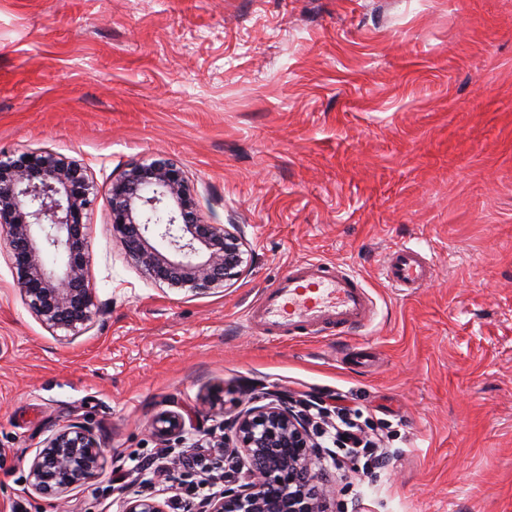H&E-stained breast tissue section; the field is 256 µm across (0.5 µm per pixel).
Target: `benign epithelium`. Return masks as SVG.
Returning <instances> with one entry per match:
<instances>
[{"label":"benign epithelium","mask_w":512,"mask_h":512,"mask_svg":"<svg viewBox=\"0 0 512 512\" xmlns=\"http://www.w3.org/2000/svg\"><path fill=\"white\" fill-rule=\"evenodd\" d=\"M112 235L126 257L171 288L204 293L242 276L251 259L241 235L222 224H206L184 170L158 159L135 163L108 190ZM96 196L85 169L52 154L16 159L0 156V228L12 249L17 286L30 309L50 328L76 331L92 317L87 284V211ZM307 402L289 392L251 384L242 409L224 419V433L206 444L224 449L236 475L221 498L201 512H326L309 490L311 469L324 449L311 433ZM158 432L172 436L183 418L165 414ZM104 451L90 431L69 426L50 438L33 462L34 485L64 491L101 468ZM125 512H163L142 495Z\"/></svg>","instance_id":"obj_1"}]
</instances>
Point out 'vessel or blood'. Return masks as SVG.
Wrapping results in <instances>:
<instances>
[{"mask_svg": "<svg viewBox=\"0 0 512 512\" xmlns=\"http://www.w3.org/2000/svg\"><path fill=\"white\" fill-rule=\"evenodd\" d=\"M383 271L391 287L407 292L424 285L432 275L421 254L405 246L387 253ZM371 308L360 277L329 272L322 261L310 259L290 265L248 310L247 319L272 336L326 326L341 333L365 327Z\"/></svg>", "mask_w": 512, "mask_h": 512, "instance_id": "b4317fda", "label": "vessel or blood"}]
</instances>
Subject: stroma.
<instances>
[{"mask_svg": "<svg viewBox=\"0 0 512 512\" xmlns=\"http://www.w3.org/2000/svg\"><path fill=\"white\" fill-rule=\"evenodd\" d=\"M80 163L93 316L47 327L0 233V512H164L184 483H115L128 457L191 455L253 381L333 399L377 433L369 475L320 463L332 512H512V0H0V154ZM168 158L208 224L253 260L204 294L133 265L108 188ZM406 244L432 276L381 274ZM359 275L375 302L348 335L262 334L245 319L289 264ZM372 353L369 367L350 353ZM194 411L162 439L157 420ZM70 424L105 450L97 475L35 490ZM334 457V458H335Z\"/></svg>", "mask_w": 512, "mask_h": 512, "instance_id": "35a3bbf8", "label": "stroma"}]
</instances>
